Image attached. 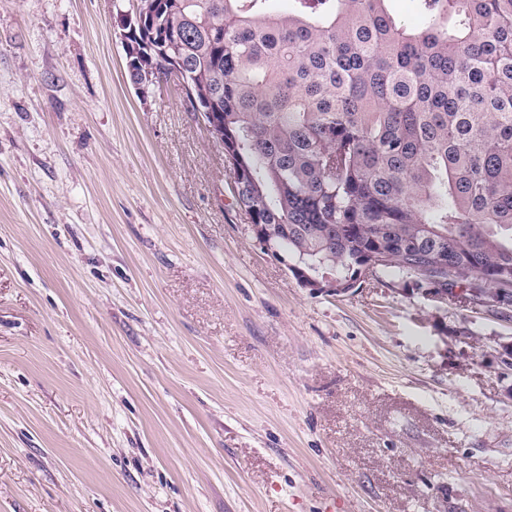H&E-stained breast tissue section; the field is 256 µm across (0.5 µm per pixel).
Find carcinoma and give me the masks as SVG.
<instances>
[{"label": "carcinoma", "instance_id": "1", "mask_svg": "<svg viewBox=\"0 0 512 512\" xmlns=\"http://www.w3.org/2000/svg\"><path fill=\"white\" fill-rule=\"evenodd\" d=\"M152 64L179 57L275 256L336 278L384 249L413 288L512 272V0H143ZM387 9L396 21L408 26H415L419 23L418 0H389Z\"/></svg>", "mask_w": 512, "mask_h": 512}]
</instances>
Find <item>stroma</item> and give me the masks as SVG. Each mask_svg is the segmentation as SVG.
Segmentation results:
<instances>
[{
    "label": "stroma",
    "mask_w": 512,
    "mask_h": 512,
    "mask_svg": "<svg viewBox=\"0 0 512 512\" xmlns=\"http://www.w3.org/2000/svg\"><path fill=\"white\" fill-rule=\"evenodd\" d=\"M114 0H0V512H512V317L264 252Z\"/></svg>",
    "instance_id": "1"
}]
</instances>
